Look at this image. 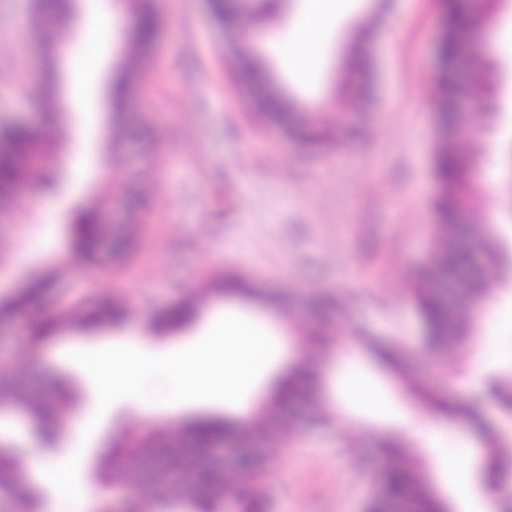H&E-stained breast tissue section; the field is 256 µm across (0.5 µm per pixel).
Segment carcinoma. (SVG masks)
<instances>
[{
  "label": "carcinoma",
  "instance_id": "cac0c4a2",
  "mask_svg": "<svg viewBox=\"0 0 512 512\" xmlns=\"http://www.w3.org/2000/svg\"><path fill=\"white\" fill-rule=\"evenodd\" d=\"M503 0H486L484 7L464 11L456 0H444V24L437 45L444 66L435 79L436 98L449 99L468 94L482 101L488 111L497 106L496 88L498 66L494 61L477 52L471 64L477 74V82L462 87L454 80L455 48L464 34L479 32L486 23V13L497 11ZM135 21L130 40L138 49L146 50L152 44V3L149 0H129ZM69 0H35L33 20L37 24L50 21L51 34L57 36L54 47L64 44L58 25L68 14ZM372 27L364 28L359 41L352 48L348 71L362 70L368 66L369 55L366 43ZM343 95L360 105L369 103L370 95L365 86H355L348 80L342 87ZM292 129H310V141L316 145L331 140L330 131L317 126V120L304 113L289 114ZM0 135L9 148L0 153V187L11 185L36 174L40 167L29 162V156L39 154L38 130L32 124L11 121L0 129ZM479 131L470 134L461 132L454 115H448L443 123L440 143L434 159V172L440 185V193L434 201L439 218L437 224L441 248L433 255L421 278L409 282L408 295L417 308L426 328V345L441 353L467 345L477 320L493 291L487 278L472 275L471 279L457 289L452 301L432 288L433 282L453 275L466 259L467 247H472L480 256L481 266L503 272L506 263L512 264V255L496 240L490 228H479L467 224L463 217L481 202L480 188L471 175L473 159L480 152ZM93 213H79L70 225L76 246L91 256L100 249V225L94 223ZM195 307L184 302L173 309L166 324L177 326L192 318ZM119 307L101 308L89 312L87 320L93 323L104 319L114 321L123 317ZM354 340L367 346L381 358L395 374L403 375L400 354L379 343L364 331H353ZM305 381L308 397L319 396L317 372L302 361L289 373L280 390L273 393L269 407L262 419L253 421L247 428H233L223 424L198 423L188 428L192 440L200 448H208L217 439L233 442L250 440H273L281 436L278 408L283 401L298 394L299 380ZM492 399L506 414H512V372L500 373L491 381ZM23 403L38 398L39 384L33 379L0 382V393ZM423 396L428 406L438 414H445L471 425L480 435L485 452V486L495 488L509 475L504 460L512 454V446L503 442L497 429L485 422L481 401L458 400L445 397L440 392L426 390ZM379 451L386 460L384 486L380 495L370 504L372 512H382L387 501L394 499L403 504L405 512H440L441 505L422 473L418 461L404 460L406 440L399 436H386L378 443ZM125 463L138 461L141 475L149 474L169 488L179 491L184 498L196 500L205 506L204 512H224V503L231 502L238 512H264L266 499L258 486L271 476L272 467L267 457L256 459L234 476L221 472L219 463L207 455H189L184 450L172 447L160 435L142 432L131 436V445L121 449Z\"/></svg>",
  "mask_w": 512,
  "mask_h": 512
}]
</instances>
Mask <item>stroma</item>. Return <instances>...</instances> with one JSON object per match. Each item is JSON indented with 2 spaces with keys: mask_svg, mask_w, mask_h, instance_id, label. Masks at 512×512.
I'll return each mask as SVG.
<instances>
[{
  "mask_svg": "<svg viewBox=\"0 0 512 512\" xmlns=\"http://www.w3.org/2000/svg\"><path fill=\"white\" fill-rule=\"evenodd\" d=\"M374 3L346 0L337 23L321 33L316 57L301 69L289 47L303 0H282L264 23L271 38L263 45L241 44L214 18L208 0H153L160 31L141 56L130 42L134 15L127 0H70L62 55L48 52L45 29L34 26V0H0V125L27 115L45 137L43 158L66 184L61 195L32 179L0 191V306L31 285L44 286L29 307L0 315V379L35 369L69 382V399L56 407L63 424L58 443L83 449L71 480L88 497L85 512H97L105 499L121 501L134 488L164 496L162 512H195L191 501L165 488L113 479L115 450L139 427L165 430L174 418L224 417L230 410L191 401L172 417L144 420L120 398L98 412L95 385L68 350L136 336L149 341L153 353H172L236 308L251 311L275 344L269 371L253 387L257 405L269 401L274 380L299 362L321 375L319 402L293 398L279 411L288 431L266 446L273 461L267 512H362L370 477L383 463L378 435L403 432L409 419L434 426L423 466L433 491L451 498L464 490L462 512L482 505L472 492L482 442L464 422L436 415L420 391L434 386L465 399L512 366V281L488 302L474 345L440 356L425 347L423 322L404 288L438 247L432 81L442 12L440 0H391L381 15ZM107 11L112 37L86 84L88 111H70L67 98L84 54L77 34ZM368 24L378 108L360 113L341 104L339 94L352 46ZM511 28L507 0L479 36L498 63L499 113L486 121L474 108L464 119L483 140L473 161L482 202L468 221L495 226L510 250L512 195L501 146L512 140V48L498 33ZM245 56L261 59L267 93L339 129L338 151L312 152L285 126L253 121L239 71ZM129 69L134 77L114 99L109 85ZM73 205L101 217L103 239L129 237L132 248L119 257L100 252L98 267L85 265L63 218ZM228 270L240 275L248 295L219 291ZM269 290L337 294L349 322L402 349L405 378L380 368L365 346L337 330L332 311L298 312L266 299ZM104 299L123 304V326L87 324L83 310ZM185 301L196 304V321L165 327L166 314ZM49 316L59 328L34 341L35 328ZM354 373L381 396L384 410L355 408L331 418ZM80 411L100 414L92 434L71 427ZM35 425L30 410L0 403V446L16 452L24 466L46 456L31 433ZM450 457L465 462L453 484L440 466Z\"/></svg>",
  "mask_w": 512,
  "mask_h": 512,
  "instance_id": "1",
  "label": "stroma"
}]
</instances>
